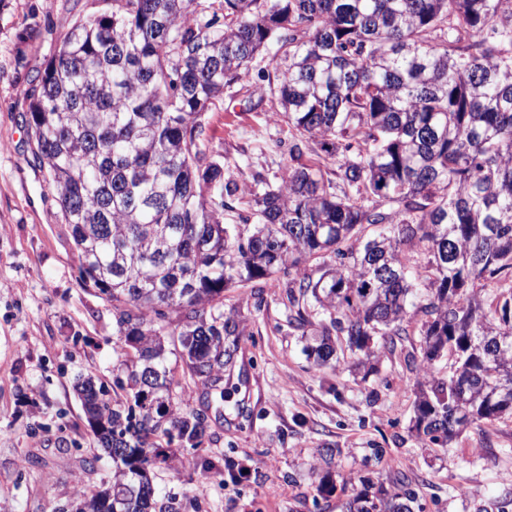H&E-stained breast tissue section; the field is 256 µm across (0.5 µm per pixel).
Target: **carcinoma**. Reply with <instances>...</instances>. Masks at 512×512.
I'll list each match as a JSON object with an SVG mask.
<instances>
[{
	"mask_svg": "<svg viewBox=\"0 0 512 512\" xmlns=\"http://www.w3.org/2000/svg\"><path fill=\"white\" fill-rule=\"evenodd\" d=\"M263 50L290 162L254 178L257 223L226 224L238 187L205 161L202 116ZM24 95L33 158L125 357L126 401L75 383L112 478L58 512L156 508L166 447L197 449L207 430L176 402L166 311H185L180 357L222 401L240 332L216 301L282 272L294 274L288 323L322 328L305 347L319 367L336 359L331 336L360 365L423 314L413 428L425 445L512 420V0H112L72 24ZM310 141L335 169L304 159ZM418 244L424 266L408 256ZM413 502L401 478L363 480L348 512Z\"/></svg>",
	"mask_w": 512,
	"mask_h": 512,
	"instance_id": "obj_1",
	"label": "carcinoma"
}]
</instances>
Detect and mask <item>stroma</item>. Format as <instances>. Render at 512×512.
I'll use <instances>...</instances> for the list:
<instances>
[{
	"label": "stroma",
	"instance_id": "1",
	"mask_svg": "<svg viewBox=\"0 0 512 512\" xmlns=\"http://www.w3.org/2000/svg\"><path fill=\"white\" fill-rule=\"evenodd\" d=\"M111 8L110 0H0V512H56L112 476L109 459L84 465L98 444L74 381L111 386L120 375L113 310L78 278L69 228L33 160L23 95L76 18ZM32 26L39 35L23 40ZM272 69L269 57L257 58L249 80L225 88L203 116V150L238 186L228 224L248 216L254 176L273 177L289 161L287 123L268 120L280 108ZM221 307L242 330L224 371L228 397L210 405L192 464L153 477L172 512H343L360 480L398 474L422 512H476L493 498L512 512V423L468 427L447 448L425 447L412 430L420 370L405 355L420 344L423 315L374 368H319L288 326L282 280L229 288ZM329 447L335 456L321 458Z\"/></svg>",
	"mask_w": 512,
	"mask_h": 512
}]
</instances>
